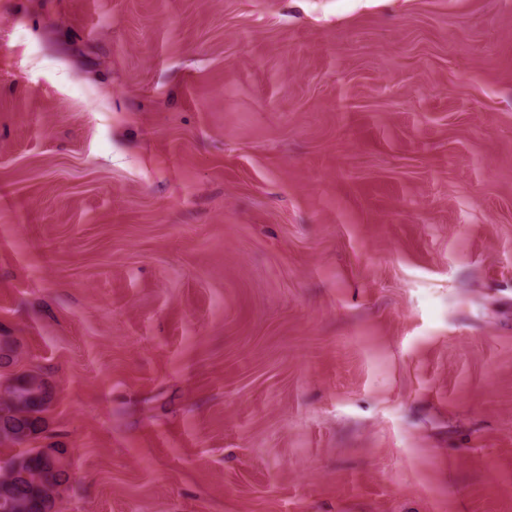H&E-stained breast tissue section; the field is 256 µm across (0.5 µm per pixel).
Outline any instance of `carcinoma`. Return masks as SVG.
<instances>
[{
  "instance_id": "obj_1",
  "label": "carcinoma",
  "mask_w": 512,
  "mask_h": 512,
  "mask_svg": "<svg viewBox=\"0 0 512 512\" xmlns=\"http://www.w3.org/2000/svg\"><path fill=\"white\" fill-rule=\"evenodd\" d=\"M6 396L0 397V446L17 450L13 458L21 470L0 478L1 486H14L17 497L9 508L0 501V512H42V504L60 501L68 483L43 463L42 451L28 444L42 433L52 387L37 370L6 379Z\"/></svg>"
}]
</instances>
